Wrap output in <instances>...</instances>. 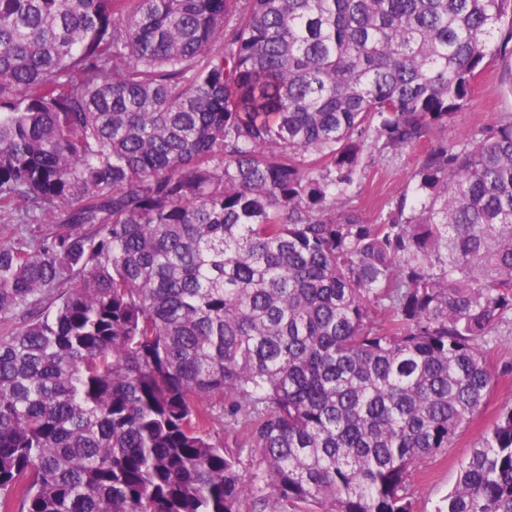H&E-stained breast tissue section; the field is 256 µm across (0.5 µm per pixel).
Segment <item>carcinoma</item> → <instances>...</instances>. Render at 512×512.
<instances>
[{
	"instance_id": "1",
	"label": "carcinoma",
	"mask_w": 512,
	"mask_h": 512,
	"mask_svg": "<svg viewBox=\"0 0 512 512\" xmlns=\"http://www.w3.org/2000/svg\"><path fill=\"white\" fill-rule=\"evenodd\" d=\"M504 56L512 0H0V512H414L512 317V116L442 136ZM436 512H512V407ZM431 144L427 141L394 155L380 152L369 143L362 156L363 176L349 193L347 205L357 209L369 224H375L407 186L410 171Z\"/></svg>"
}]
</instances>
